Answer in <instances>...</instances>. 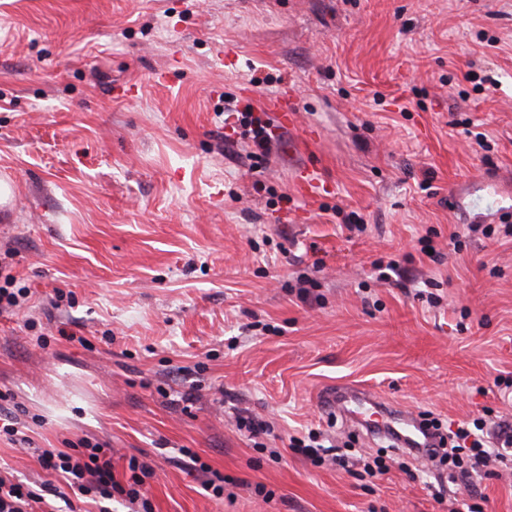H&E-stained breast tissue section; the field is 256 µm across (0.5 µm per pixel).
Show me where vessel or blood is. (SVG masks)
Instances as JSON below:
<instances>
[{
    "label": "vessel or blood",
    "mask_w": 512,
    "mask_h": 512,
    "mask_svg": "<svg viewBox=\"0 0 512 512\" xmlns=\"http://www.w3.org/2000/svg\"><path fill=\"white\" fill-rule=\"evenodd\" d=\"M327 400L339 410L350 412L354 421L367 430L383 434L394 431L411 443L418 438L415 417L393 411L371 392L339 387L328 394Z\"/></svg>",
    "instance_id": "obj_1"
}]
</instances>
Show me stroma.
I'll list each match as a JSON object with an SVG mask.
<instances>
[{
    "label": "stroma",
    "mask_w": 512,
    "mask_h": 512,
    "mask_svg": "<svg viewBox=\"0 0 512 512\" xmlns=\"http://www.w3.org/2000/svg\"><path fill=\"white\" fill-rule=\"evenodd\" d=\"M229 100L267 122L261 160ZM1 182L0 269L30 291L0 313L15 479L87 439L118 481L155 462L151 512H512L511 470L450 499L447 464L323 402L512 424V0H0ZM312 430L348 467L290 448ZM25 426L18 421L16 416L7 408L1 413L0 405V437L4 436L14 445H20L22 449H29L24 445H30V440L24 432ZM186 455L190 461L191 471L198 472L204 478L203 483L207 489H210L213 496L218 497L224 495V477L216 471H212L211 468L205 463H200L199 458L190 452Z\"/></svg>",
    "instance_id": "stroma-1"
}]
</instances>
